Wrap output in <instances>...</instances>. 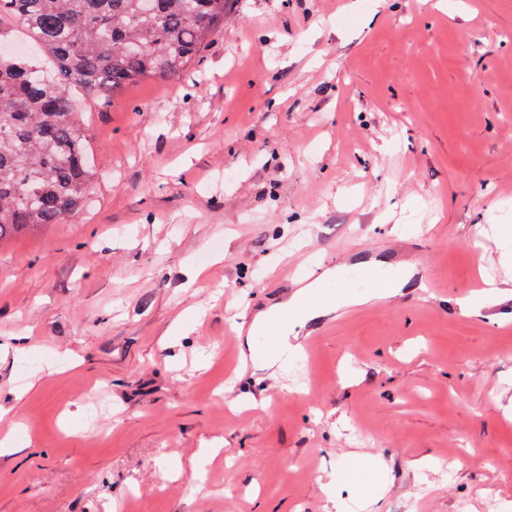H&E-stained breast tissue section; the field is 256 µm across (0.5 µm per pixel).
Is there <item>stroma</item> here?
Segmentation results:
<instances>
[{
	"label": "stroma",
	"instance_id": "obj_1",
	"mask_svg": "<svg viewBox=\"0 0 512 512\" xmlns=\"http://www.w3.org/2000/svg\"><path fill=\"white\" fill-rule=\"evenodd\" d=\"M79 110L82 209L0 242V512H512V330L458 304L512 302V0H232ZM371 258L413 287L241 370L239 309Z\"/></svg>",
	"mask_w": 512,
	"mask_h": 512
}]
</instances>
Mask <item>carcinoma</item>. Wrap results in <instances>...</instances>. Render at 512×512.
<instances>
[{"mask_svg": "<svg viewBox=\"0 0 512 512\" xmlns=\"http://www.w3.org/2000/svg\"><path fill=\"white\" fill-rule=\"evenodd\" d=\"M229 2L153 0L142 13L138 0H0L12 24H0V242L83 205L94 170L76 93L181 76L223 30ZM15 27L32 49L14 47Z\"/></svg>", "mask_w": 512, "mask_h": 512, "instance_id": "1", "label": "carcinoma"}]
</instances>
